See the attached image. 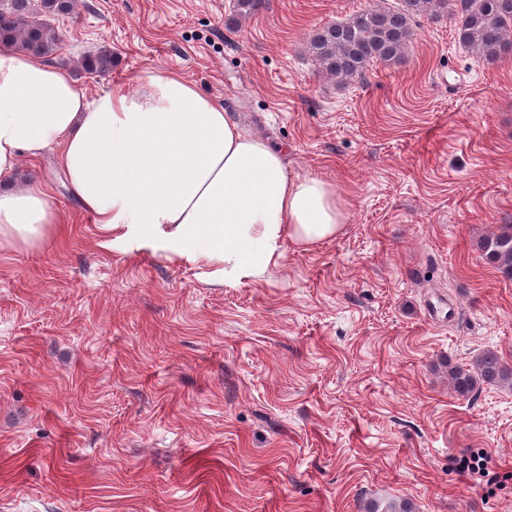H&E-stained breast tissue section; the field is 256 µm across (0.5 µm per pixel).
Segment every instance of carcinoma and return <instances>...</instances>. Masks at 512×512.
Instances as JSON below:
<instances>
[{
    "mask_svg": "<svg viewBox=\"0 0 512 512\" xmlns=\"http://www.w3.org/2000/svg\"><path fill=\"white\" fill-rule=\"evenodd\" d=\"M230 21L237 24L255 16L265 0H232ZM75 0H0V45L35 58L47 59L60 46L50 24L71 14ZM461 14L459 41L470 52L493 62L512 51V0H401L397 10L372 7L349 19L326 25L313 33L308 52L321 72L346 84L363 79L373 62L403 61L411 36V22L419 16ZM112 67V54L101 50L83 61V68L98 72ZM485 259L512 278V225L504 224L481 243ZM448 383L466 398L480 384L512 386V363L487 350L467 366L448 365Z\"/></svg>",
    "mask_w": 512,
    "mask_h": 512,
    "instance_id": "cac0c4a2",
    "label": "carcinoma"
}]
</instances>
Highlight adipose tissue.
I'll use <instances>...</instances> for the list:
<instances>
[{"label": "adipose tissue", "mask_w": 512, "mask_h": 512, "mask_svg": "<svg viewBox=\"0 0 512 512\" xmlns=\"http://www.w3.org/2000/svg\"><path fill=\"white\" fill-rule=\"evenodd\" d=\"M51 146L106 235L227 284L262 276L284 242L309 246L344 222L331 183L290 171L177 72H140L91 100L68 71L0 51V178ZM59 224L40 185L0 190V249L39 248Z\"/></svg>", "instance_id": "adipose-tissue-1"}]
</instances>
